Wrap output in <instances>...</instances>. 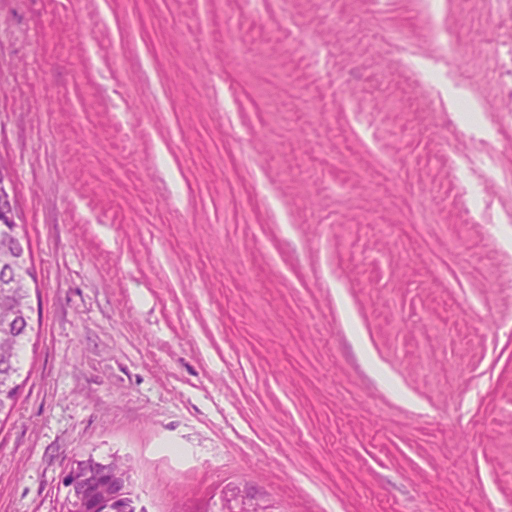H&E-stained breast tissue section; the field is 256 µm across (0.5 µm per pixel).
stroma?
<instances>
[{
	"label": "stroma",
	"instance_id": "35a3bbf8",
	"mask_svg": "<svg viewBox=\"0 0 512 512\" xmlns=\"http://www.w3.org/2000/svg\"><path fill=\"white\" fill-rule=\"evenodd\" d=\"M512 0H0L37 289L0 512L512 506ZM125 457L117 452L111 455H95L94 451L77 454L70 462V479L85 478L84 486L72 488V495L79 499L85 490L86 512H113L112 504L123 505L121 512H142L145 510L135 480V471L130 476L123 470H112L113 457ZM66 469V470H67ZM73 476V477H72ZM112 477V504L108 503L109 478ZM224 497V506L211 499L206 512H277L275 505L258 495L247 486L239 484L224 485L219 497Z\"/></svg>",
	"mask_w": 512,
	"mask_h": 512
}]
</instances>
